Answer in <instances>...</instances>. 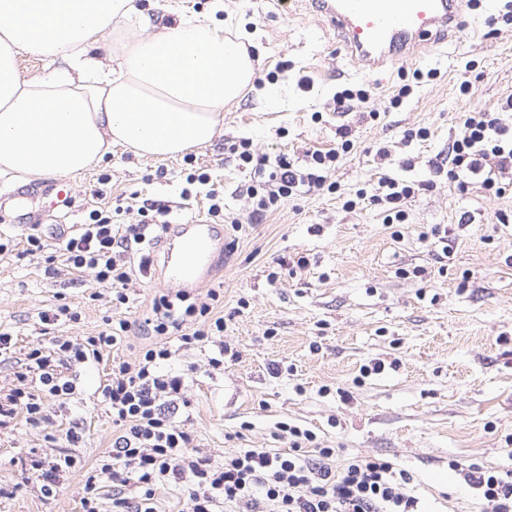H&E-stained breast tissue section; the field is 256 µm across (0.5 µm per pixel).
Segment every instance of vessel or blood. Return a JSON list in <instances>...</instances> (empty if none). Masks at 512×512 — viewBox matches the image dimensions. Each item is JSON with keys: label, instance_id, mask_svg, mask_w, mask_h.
Segmentation results:
<instances>
[{"label": "vessel or blood", "instance_id": "1", "mask_svg": "<svg viewBox=\"0 0 512 512\" xmlns=\"http://www.w3.org/2000/svg\"><path fill=\"white\" fill-rule=\"evenodd\" d=\"M338 35L346 56L369 73L403 68L462 30L466 0H304ZM212 224H182L168 240L163 274L190 287L208 264Z\"/></svg>", "mask_w": 512, "mask_h": 512}]
</instances>
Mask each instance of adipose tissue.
<instances>
[{"instance_id": "adipose-tissue-1", "label": "adipose tissue", "mask_w": 512, "mask_h": 512, "mask_svg": "<svg viewBox=\"0 0 512 512\" xmlns=\"http://www.w3.org/2000/svg\"><path fill=\"white\" fill-rule=\"evenodd\" d=\"M222 8L155 31L135 0H0V178L76 176L116 146L164 160L210 145L255 76ZM121 23L147 33L99 55ZM24 54L46 59L42 76L21 75Z\"/></svg>"}]
</instances>
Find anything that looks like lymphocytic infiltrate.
<instances>
[{
  "label": "lymphocytic infiltrate",
  "mask_w": 512,
  "mask_h": 512,
  "mask_svg": "<svg viewBox=\"0 0 512 512\" xmlns=\"http://www.w3.org/2000/svg\"><path fill=\"white\" fill-rule=\"evenodd\" d=\"M336 135V149L311 153L303 166L284 155H254L249 142H240L237 157L252 178L246 192L253 207L245 220L260 223L268 212L300 193L336 192L331 176L353 146L348 129L338 128ZM433 167L436 173H447L449 186L458 193L477 183L495 195L504 194L512 184V100H507L504 111L479 110L467 116L461 135L449 142L447 153L437 155ZM169 213L165 204L153 211L142 207L135 219L121 225L94 210L88 224L58 248H51L39 232L29 233L26 253L42 256L49 275L61 265L74 271L93 270L122 301L132 275L126 251L142 244L147 230L166 233ZM219 297L217 290H209L207 301L189 304L180 315L167 297L153 301V314L143 323L158 335V342L143 347L135 361L114 365L100 388L117 433L111 450L87 472L80 497L83 512H157L155 488L161 484L186 493L193 512H422L418 498L408 490V473L395 471L386 461L358 457L342 469H333L334 449L307 454L303 445L312 436L294 426L287 429L290 448L284 452L241 448L220 465L200 455L190 434L165 412L184 380L162 373L160 364L171 358L177 346H221L224 317L212 306ZM189 318L196 325L188 331L184 325ZM129 328L128 321L121 320L97 335L57 339L48 349L26 352L16 386L0 395V427L19 412L31 426L47 421L49 400L64 401L73 391L72 383L62 376L63 365L100 360L104 351L121 344ZM76 463L68 454L47 457L28 449L25 481L44 497L56 496L64 473ZM465 481L481 492L480 512H512V472L501 475L472 465ZM107 483L112 486L108 497L102 492Z\"/></svg>",
  "instance_id": "f902f5d3"
}]
</instances>
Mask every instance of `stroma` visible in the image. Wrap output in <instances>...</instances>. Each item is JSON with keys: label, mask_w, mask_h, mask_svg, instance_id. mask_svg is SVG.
I'll return each instance as SVG.
<instances>
[{"label": "stroma", "mask_w": 512, "mask_h": 512, "mask_svg": "<svg viewBox=\"0 0 512 512\" xmlns=\"http://www.w3.org/2000/svg\"><path fill=\"white\" fill-rule=\"evenodd\" d=\"M503 12V0H482L467 12L464 33L418 67L366 75L300 0H224L230 34L253 51L257 85L225 106L223 135L194 149V164L113 149L104 163L65 177L72 206L59 210L51 206L54 179L0 180V240L11 245L0 255V330L17 339L0 357V393L14 387L24 352L51 337L93 336L109 318L132 324L100 362L65 369L76 390L53 407L50 423L32 428L19 415L0 428V486L18 489L0 499V512H82L86 473L112 446V415L98 388L113 364L134 361L152 342L138 324L153 300L185 291L163 276L164 253L150 238L143 250L153 263L133 273L126 303H113L111 286L89 269L47 277L43 259L22 253L30 223L55 246L51 225L85 224L95 209L134 212L155 202L170 206L171 223L184 224L207 211L212 189L223 192L225 212L245 216L250 178L232 144L246 140L253 153L301 159L336 148L342 125L354 146L334 174L339 193L290 199L259 224H221L227 248L185 292L202 301L208 289L222 288L231 354L217 369L207 364L217 353L211 345L162 363L163 372L185 379L174 418L216 465L240 448L287 449L285 422L310 431L315 446L335 449L336 464L361 457L407 471L424 512H479V491L449 464L512 471V191L497 196L476 183L459 195L431 163L460 134L466 113L494 112L512 98V23L502 22ZM491 15L498 23H488ZM432 68L439 76L414 79V70ZM359 84L368 97L335 112L334 94ZM405 84L412 94L391 108ZM421 128L427 139L404 140L405 131ZM381 147L392 163H380ZM194 167L206 184H186ZM386 174L433 182L404 200V224H385L383 203L344 209V198L375 194ZM18 193L19 206L11 200ZM62 303L77 320L43 335L41 312ZM72 428L82 436L75 446L66 438ZM30 448L78 460L54 499L21 485Z\"/></svg>", "instance_id": "1"}]
</instances>
